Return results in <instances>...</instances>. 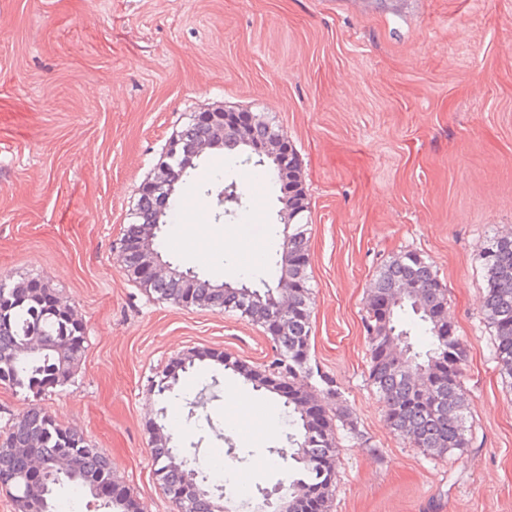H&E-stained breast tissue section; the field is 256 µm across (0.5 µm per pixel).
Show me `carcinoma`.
Segmentation results:
<instances>
[{"instance_id":"1","label":"carcinoma","mask_w":512,"mask_h":512,"mask_svg":"<svg viewBox=\"0 0 512 512\" xmlns=\"http://www.w3.org/2000/svg\"><path fill=\"white\" fill-rule=\"evenodd\" d=\"M247 132L251 151L258 156L256 172L294 190L277 196V224L282 226L277 282L256 288L249 275L235 282H212L162 258V227L170 223L176 185L196 167L197 148L218 136L229 153L245 145L237 125L219 129L193 113L175 135L176 155L164 153L151 176L152 188L140 192L122 237L123 265L141 287L176 305L232 312L266 332L276 325L286 327L272 337L275 374L260 376L230 355L193 351L163 370L152 388L167 398L179 373L209 358L256 390L272 394L282 402L292 430L288 443L295 465L288 467L284 485L288 501L294 512H329L339 448L335 422L353 438L358 432L333 381L310 364L309 203L297 154L288 164V183L279 179L276 161L286 138L273 120L253 112ZM244 209L242 193L232 182L224 187V209L215 219ZM478 260L486 273L482 314L494 332V359L501 378L512 384V233L490 238ZM364 328L370 350L368 381L383 403L387 427L430 456L468 447V398L461 383L465 348L448 315V296L433 263L411 250L386 261L369 288ZM414 328L425 338L421 347L411 341ZM85 340L74 307L47 282L0 276V384L35 394L68 385ZM315 377L316 387L309 384ZM149 435L154 474L165 495L182 496L186 512L220 507L214 491L223 488L212 478L211 465L176 447L164 423L150 422ZM0 485L12 492L18 512H56L53 489L64 485L89 491L111 512H136L131 495L114 477L111 458L38 404L10 416L0 430Z\"/></svg>"}]
</instances>
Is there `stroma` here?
<instances>
[{
    "mask_svg": "<svg viewBox=\"0 0 512 512\" xmlns=\"http://www.w3.org/2000/svg\"><path fill=\"white\" fill-rule=\"evenodd\" d=\"M268 113L301 162L310 207V357L360 434L338 430L330 512H512V386L483 318L478 253L512 229V0H0V273L49 281L86 327L70 384H0V425L38 403L112 459L138 512H173L154 475L151 383L188 352L276 357L261 327L185 308L129 278L120 240L140 186L188 114ZM247 208L224 252L216 194ZM277 189L241 157L206 151L180 189L210 234H167V260L229 281L275 257ZM404 250L438 270L466 357L468 448L432 457L389 430L368 383L363 318L379 267ZM250 391L210 360L168 403L174 443L223 457L273 490L281 409L256 394L236 431L226 396ZM205 406H196L199 395ZM221 199L224 198L223 201H219V206L224 203V209L222 212H216L215 220H220L224 215H228V213H237L245 209V206L242 202V193L238 192V186L236 182H231L227 186L224 187V193L220 194Z\"/></svg>",
    "mask_w": 512,
    "mask_h": 512,
    "instance_id": "obj_1",
    "label": "stroma"
}]
</instances>
